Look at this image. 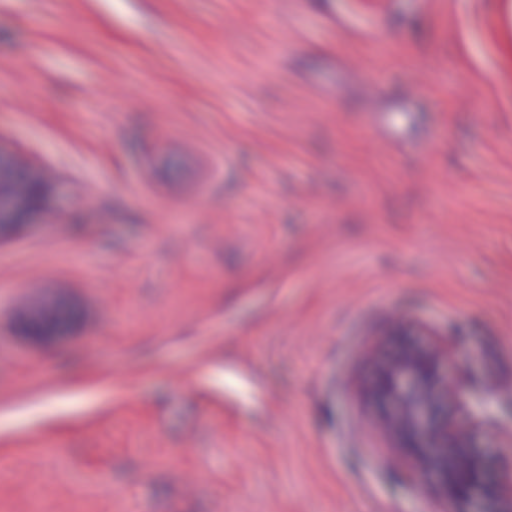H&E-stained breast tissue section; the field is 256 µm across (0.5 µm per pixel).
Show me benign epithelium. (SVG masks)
I'll return each mask as SVG.
<instances>
[{
	"instance_id": "benign-epithelium-1",
	"label": "benign epithelium",
	"mask_w": 512,
	"mask_h": 512,
	"mask_svg": "<svg viewBox=\"0 0 512 512\" xmlns=\"http://www.w3.org/2000/svg\"><path fill=\"white\" fill-rule=\"evenodd\" d=\"M46 199L43 181L29 176L20 161L0 155V224L29 223ZM452 393L439 356L404 334L370 390L407 460L431 478L441 504L436 512H512V457L486 456L476 448V435L457 430L448 406Z\"/></svg>"
}]
</instances>
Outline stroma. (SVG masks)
<instances>
[{"label":"stroma","mask_w":512,"mask_h":512,"mask_svg":"<svg viewBox=\"0 0 512 512\" xmlns=\"http://www.w3.org/2000/svg\"><path fill=\"white\" fill-rule=\"evenodd\" d=\"M355 10L0 0L48 185L0 231V512H429L369 397L402 326L512 455V0Z\"/></svg>","instance_id":"35a3bbf8"}]
</instances>
